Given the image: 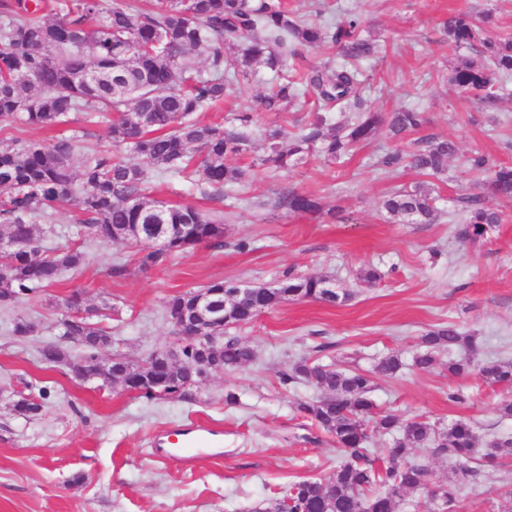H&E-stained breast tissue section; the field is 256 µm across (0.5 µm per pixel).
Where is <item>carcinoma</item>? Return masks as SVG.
I'll list each match as a JSON object with an SVG mask.
<instances>
[{"label": "carcinoma", "mask_w": 512, "mask_h": 512, "mask_svg": "<svg viewBox=\"0 0 512 512\" xmlns=\"http://www.w3.org/2000/svg\"><path fill=\"white\" fill-rule=\"evenodd\" d=\"M491 12L477 21L465 13L451 14L440 23L442 37L457 48L480 46L496 71L512 73V38L486 35ZM317 44L336 47L347 64L333 70L313 67L300 77L288 75V61L302 58L301 48ZM191 50L205 55L207 69L198 70L187 57ZM376 45L362 34L359 18L350 14L334 24H304L283 0H157L142 8L133 0L105 12L100 0H3L0 3V122L45 128L64 121L72 112L85 114L88 123L108 124L117 149H126L144 160L130 164L106 151L87 154L81 173L72 158L78 147L75 136L59 137L50 144L10 139L0 143V238L23 239L32 246L0 254V306L8 308L31 299L58 282L67 270L86 261L76 249H44L34 219L55 220L62 204L80 192L79 209L73 216L75 235L109 243L132 242L139 246L140 265L159 266L201 242L224 245L220 219L190 205H172L147 193L149 179L160 176L199 177L215 195L224 187L240 184L266 167L286 170L315 151L326 163L345 162L359 146L384 126L396 141L419 131L425 114L407 108L388 115L376 112L362 95L357 64L372 58ZM239 60L229 70L227 57ZM262 63L277 74L273 90L254 100L251 111L235 116L231 125L203 124L196 112L238 92L252 79L250 66ZM90 73L89 81L80 75ZM454 84L474 101L495 104V78L481 64L462 61L455 69ZM312 95L315 109L298 133L274 131L265 138L264 155L245 167L230 166L226 158L246 155L251 144L241 127L253 121L255 112H271ZM357 109L354 117L333 123V109ZM457 144L447 138L428 136L411 142L408 149L386 153L378 165L384 170L410 167L425 176H437L456 155ZM470 170L485 176L491 194L512 199V166L494 162L476 151L465 159ZM464 215L458 234L472 242L483 239L501 222L498 211L486 207L482 195L457 199ZM278 207L290 214L320 211L318 198L293 190L277 198ZM163 209L164 231L160 243L151 242L148 224ZM391 217L411 224H433L435 198L420 189H404L383 202ZM278 287H252L248 299L236 295L235 284L213 281L186 291L165 303L167 319L186 317L185 330L196 336L182 364L160 359L141 373L115 351L104 365L101 350L112 346V336L82 317L80 296L68 299L72 312L61 320L57 341L45 344L42 358L66 366L83 377L97 376L105 384L127 385L146 380L128 392L146 399L180 398L203 381L196 363L207 360L233 373L255 359L254 349L235 336L214 343L216 326L209 317H191L198 297L210 295L224 307L229 326H246L261 313L289 299L337 303L349 298L323 276L284 274ZM80 346L73 356L63 343ZM421 350L413 365L428 371L441 351L461 347L465 358L448 357V374L455 377L478 371L491 385L512 386V362H475L481 347L477 337L450 323L433 327L421 336ZM404 363L390 354L376 372L385 377L399 373ZM283 384L307 385L320 395L299 404L312 424L331 435L344 458L326 481L305 479L288 486L284 494L253 512H400L405 497L425 487L429 466L414 456L445 459L454 472L475 481L482 461L493 466L512 457V437L482 443L475 427L456 420L439 429L420 419H406L392 411H378L369 398L372 377L355 369H340L305 359L281 374ZM24 419L40 415L42 405L29 397L13 404ZM374 434L393 438V447L377 460L369 448Z\"/></svg>", "instance_id": "carcinoma-1"}]
</instances>
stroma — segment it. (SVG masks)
<instances>
[{
  "label": "stroma",
  "mask_w": 512,
  "mask_h": 512,
  "mask_svg": "<svg viewBox=\"0 0 512 512\" xmlns=\"http://www.w3.org/2000/svg\"><path fill=\"white\" fill-rule=\"evenodd\" d=\"M324 7L329 20L358 14L364 35L378 47L360 66L372 106L419 108L428 119L424 134L455 140L458 156L438 176L409 168L385 172L376 161L391 142L381 131L344 163L327 164L313 154L286 171L257 172L217 197L181 176L153 181V197L223 214L224 245H203L144 269L137 246L87 241L81 248L88 259L78 271L65 272L34 299L0 309V512H251L292 482L329 478L340 452L298 410L316 390L280 382L281 373L304 358L372 373L370 397L378 409L441 427L467 420L486 439L512 436V417L498 411L512 401V387L487 385L475 374L449 376L444 353L432 370L412 365L424 331L448 323L477 334L480 360L512 361V199L484 194V205L502 212L503 221L477 243L459 237L456 203L475 189L476 176L463 165L472 152L512 164V76L498 78L492 114L478 112L452 81L454 66L477 54L444 43L438 29L446 15L489 9L492 35H510L512 0H325ZM253 72L240 94L196 113V120L224 124L252 112L255 97L276 81L264 66ZM253 114L246 129L250 155L231 157L230 165L262 156L267 132H294L308 119L299 106ZM72 133L80 137L75 170H82L88 150L112 147L106 125L84 123L78 114L44 129L0 123V140L48 142ZM415 187L436 197V222L389 219L383 199ZM285 188L317 195L321 212L291 215L278 208L276 196ZM119 264L125 273L111 275ZM369 265L384 279L359 282V270ZM287 272L326 276L350 297L335 305L288 301L235 329L254 348L255 360L200 382L191 398H137L98 380L77 382L65 367L40 359L42 345L59 332L72 291L82 292L85 306L114 308L97 323L111 334L113 348L140 364L175 343L165 315L170 297L216 280L270 284ZM19 319L34 325L31 335H10V323ZM392 352L404 362L399 375H376L378 361ZM457 389L464 401H449ZM230 391L238 397L232 405L224 400ZM20 393L42 395L36 419L14 412ZM196 422L222 428V456L154 453L157 436ZM508 488L512 458L485 468L478 482L459 485L452 512H499V494Z\"/></svg>",
  "instance_id": "stroma-1"
}]
</instances>
